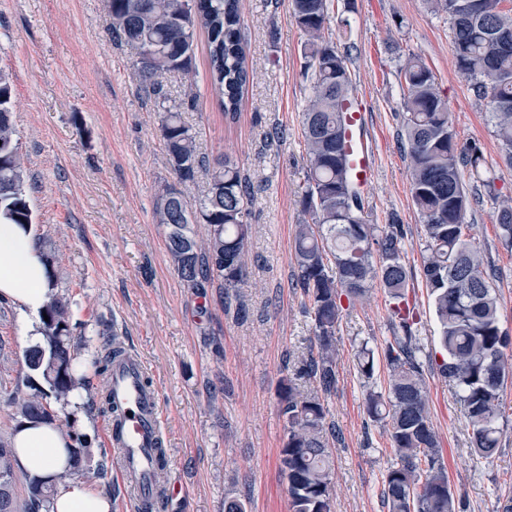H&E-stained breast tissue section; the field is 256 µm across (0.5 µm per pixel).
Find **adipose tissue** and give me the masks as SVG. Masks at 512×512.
I'll return each mask as SVG.
<instances>
[{"mask_svg":"<svg viewBox=\"0 0 512 512\" xmlns=\"http://www.w3.org/2000/svg\"><path fill=\"white\" fill-rule=\"evenodd\" d=\"M48 266L35 244L32 227L0 222V301L11 303L22 318V341L43 344L40 314L49 300ZM14 465L30 476L54 479L65 465L68 441L53 424L22 421L11 437ZM52 512H112V500L78 479L60 486Z\"/></svg>","mask_w":512,"mask_h":512,"instance_id":"1","label":"adipose tissue"}]
</instances>
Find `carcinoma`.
<instances>
[{
    "instance_id": "cac0c4a2",
    "label": "carcinoma",
    "mask_w": 512,
    "mask_h": 512,
    "mask_svg": "<svg viewBox=\"0 0 512 512\" xmlns=\"http://www.w3.org/2000/svg\"><path fill=\"white\" fill-rule=\"evenodd\" d=\"M504 0H430L448 13L457 67L471 90L487 101L494 135L512 166V9ZM112 34L140 55L152 49L150 69L136 66L145 89L160 99L163 75L189 74L197 30L207 33L210 85L224 118L235 119L250 78L240 0H108ZM291 17L304 36L302 57L310 75V97L303 112L307 168L299 191L304 220L297 225L292 262L296 282L311 302L317 352L303 367L314 385L298 390L281 380L279 399L286 417V439L280 470L287 481L291 512H332L330 441L339 438L326 421L324 396L337 384L336 331L342 319L341 298L353 302L380 282L394 299L392 317L401 335L383 349L389 367L387 393L370 390L366 411L387 425L397 458L383 481L387 512H463L442 462L439 437L432 425L414 336L416 315L406 294L408 272L401 261L398 233L372 224L354 185L343 141L351 78L347 55L326 38L329 0H290ZM403 89L402 145L409 160L411 194L425 227L422 275L441 327L442 359L438 369L455 389L472 431L475 453L488 458L498 451L503 429L500 396L512 365L504 350L512 339L499 327L494 272L483 268L480 252L466 240V215L473 198L462 171L478 170V148L459 146L447 103L436 78L418 56L399 68ZM168 164L176 182L160 187L155 223L165 228L174 270L184 286L200 289L218 283L225 295L245 274L248 225L244 221L249 186L239 167L226 157L200 154L182 113L166 109L160 127ZM208 171L207 192L197 206L187 190L200 171ZM0 218L14 224L33 223L27 198L26 166L13 120L12 85L0 73ZM207 226L197 240L192 224ZM501 243L512 248V203L496 207ZM379 261H374V256ZM42 321L46 345L24 352L25 367L42 375L59 400L81 388L91 402L110 404L86 372L110 374L112 343L90 361L81 360L80 341L72 336L69 301L52 295ZM374 352L359 354L358 370L371 379ZM48 394V395H50ZM45 393L16 394L13 407L22 418L51 422ZM68 469L57 480L32 477L28 498L19 505L13 486L14 449L0 439V512H45L56 482L80 471L85 447L79 438L64 449Z\"/></svg>"
}]
</instances>
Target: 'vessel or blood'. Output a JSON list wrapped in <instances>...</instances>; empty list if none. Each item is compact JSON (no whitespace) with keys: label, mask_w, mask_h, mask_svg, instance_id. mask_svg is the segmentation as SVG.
<instances>
[{"label":"vessel or blood","mask_w":512,"mask_h":512,"mask_svg":"<svg viewBox=\"0 0 512 512\" xmlns=\"http://www.w3.org/2000/svg\"><path fill=\"white\" fill-rule=\"evenodd\" d=\"M364 101L351 103L346 114L345 139L351 155L354 177L366 187L373 172V151L367 145ZM144 359L131 347H124L112 362L113 414L107 422V441L112 463L119 472L120 484L134 512H163L174 485L157 481L155 453L166 437L160 391L147 379Z\"/></svg>","instance_id":"obj_1"}]
</instances>
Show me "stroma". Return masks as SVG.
I'll list each match as a JSON object with an SVG mask.
<instances>
[{
    "mask_svg": "<svg viewBox=\"0 0 512 512\" xmlns=\"http://www.w3.org/2000/svg\"><path fill=\"white\" fill-rule=\"evenodd\" d=\"M241 12L252 71L229 123L211 93L204 32L196 34L193 78L164 75L162 105L143 91L134 50L114 37L107 0H0V72L13 87L35 234L53 259L57 294L71 302L82 358L100 349L95 330L107 323L141 353L159 387L170 450L160 479L184 487L168 512H224L228 498L242 500L247 512H291L280 474L287 422L278 386L288 376L311 388L298 370L316 350L313 314L291 263L303 219L302 113L310 95L303 37L288 0H242ZM325 35L348 52L352 94L367 106L375 166L362 198L370 222L395 225L401 238L430 417L449 482L465 512H502L512 498V382L501 394V447L485 459L471 450V429L434 362L440 327L422 278L425 228L399 138L398 69L408 56L422 57L433 71L459 145L483 153L480 173H463L467 186L488 181L510 197L512 167L502 159L485 101L459 75L447 13L432 11L426 0H330ZM168 105L180 108L200 153L228 157L250 185L246 274L228 295L215 285L199 293L186 288L154 222L156 193L175 180L160 133ZM466 221L472 244L497 271L499 326L512 337V250L498 238L494 204L473 207ZM392 304L374 284L344 308L336 332L338 382L325 398L327 420L341 436L332 447L333 512H386L382 480L395 456L365 397L386 389L389 369L378 361L369 381L357 361L361 347L379 352L392 341ZM24 351L18 312L0 302L2 438L20 421L12 394L47 389L25 367ZM80 408L90 424L81 465L87 483L111 497L112 512H130L107 444V416L85 400Z\"/></svg>",
    "mask_w": 512,
    "mask_h": 512,
    "instance_id": "1",
    "label": "stroma"
}]
</instances>
